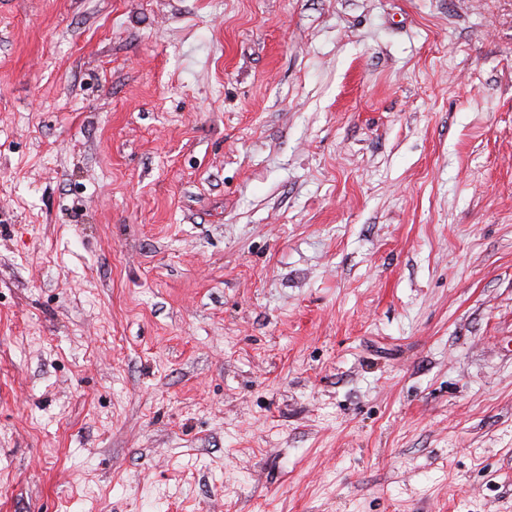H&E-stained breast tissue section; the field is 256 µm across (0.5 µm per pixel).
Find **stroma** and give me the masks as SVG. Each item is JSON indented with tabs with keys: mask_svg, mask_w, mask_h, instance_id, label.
I'll return each mask as SVG.
<instances>
[{
	"mask_svg": "<svg viewBox=\"0 0 512 512\" xmlns=\"http://www.w3.org/2000/svg\"><path fill=\"white\" fill-rule=\"evenodd\" d=\"M0 512H512V0H0Z\"/></svg>",
	"mask_w": 512,
	"mask_h": 512,
	"instance_id": "1",
	"label": "stroma"
}]
</instances>
